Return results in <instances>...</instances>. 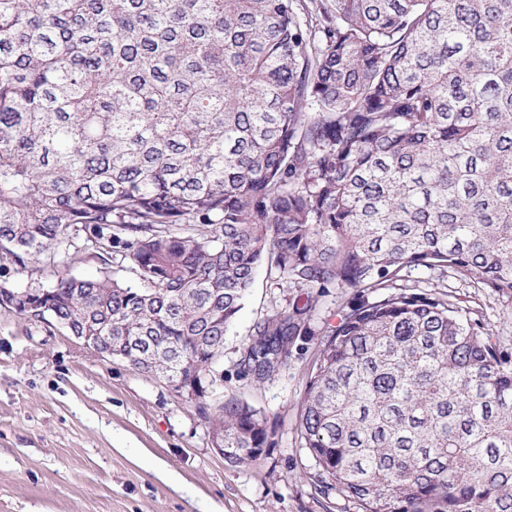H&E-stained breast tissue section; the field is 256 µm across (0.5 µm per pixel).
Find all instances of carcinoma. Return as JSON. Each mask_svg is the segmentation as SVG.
I'll list each match as a JSON object with an SVG mask.
<instances>
[{
  "label": "carcinoma",
  "mask_w": 512,
  "mask_h": 512,
  "mask_svg": "<svg viewBox=\"0 0 512 512\" xmlns=\"http://www.w3.org/2000/svg\"><path fill=\"white\" fill-rule=\"evenodd\" d=\"M79 227L102 268L47 300L159 378L207 381L262 267L298 295L251 327L255 382L354 290L300 416L321 491L512 512V354L402 275L512 295V0H0V268ZM213 431L232 466L274 444L238 399Z\"/></svg>",
  "instance_id": "carcinoma-1"
}]
</instances>
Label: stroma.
<instances>
[{
	"mask_svg": "<svg viewBox=\"0 0 512 512\" xmlns=\"http://www.w3.org/2000/svg\"><path fill=\"white\" fill-rule=\"evenodd\" d=\"M99 267L92 252H60L51 266L1 272L0 284L47 285ZM441 284L479 310L501 349L512 352V297L448 276ZM289 295L258 275L203 399L100 357L56 324L0 308V512H359L355 502L319 490L298 430L309 369L352 289L321 297L311 335L297 339L271 380L256 384L236 369L253 323ZM230 398L260 411L275 430L257 462L229 466L212 445V417Z\"/></svg>",
	"mask_w": 512,
	"mask_h": 512,
	"instance_id": "obj_1",
	"label": "stroma"
}]
</instances>
